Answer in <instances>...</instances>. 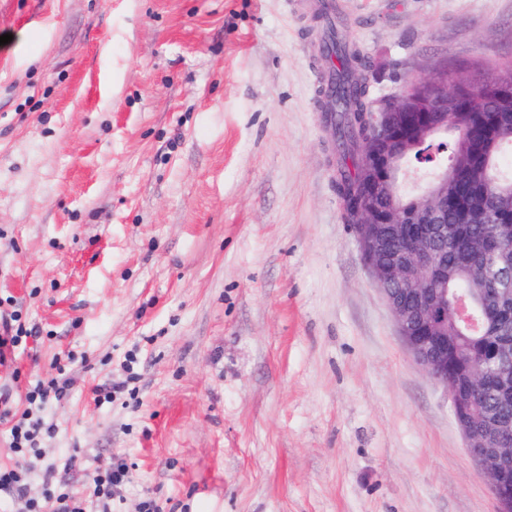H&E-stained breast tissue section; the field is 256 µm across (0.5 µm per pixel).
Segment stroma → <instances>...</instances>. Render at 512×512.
<instances>
[{"mask_svg":"<svg viewBox=\"0 0 512 512\" xmlns=\"http://www.w3.org/2000/svg\"><path fill=\"white\" fill-rule=\"evenodd\" d=\"M383 96L512 61V0H336ZM0 365L68 361L57 431L0 465L112 512H498L448 392L341 219L323 58L291 0H0ZM132 379L95 404L92 388ZM76 466H69L70 457ZM38 330L27 328L21 322L18 314L0 318V365L8 362V357L15 356V352L25 348L30 338L37 337ZM127 478L126 464L114 463L112 458L102 462L93 476L94 491L102 510L99 512H110L109 502L115 493V489L120 487Z\"/></svg>","mask_w":512,"mask_h":512,"instance_id":"1","label":"stroma"}]
</instances>
